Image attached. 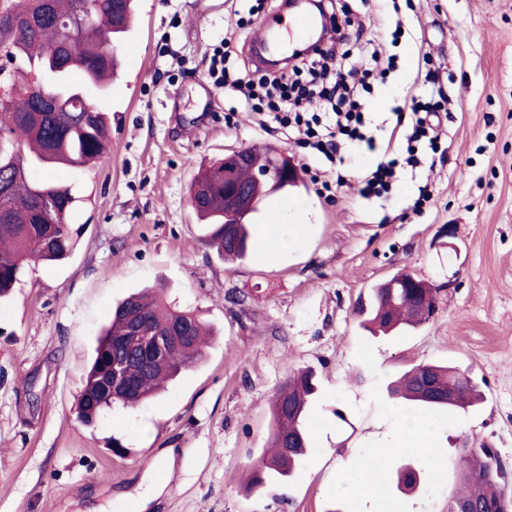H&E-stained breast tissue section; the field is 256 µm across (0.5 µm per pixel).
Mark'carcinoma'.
<instances>
[{"label": "carcinoma", "instance_id": "carcinoma-1", "mask_svg": "<svg viewBox=\"0 0 512 512\" xmlns=\"http://www.w3.org/2000/svg\"><path fill=\"white\" fill-rule=\"evenodd\" d=\"M86 0H3L0 3V43L11 49L10 63L23 60L30 69L51 74L48 103L26 93V83L8 67L0 78L17 89L0 104V126L8 135L0 140V298L12 294L25 269L34 263L67 259L76 240L68 214L75 197L69 185L36 182L29 176L34 165L81 168L108 152V115L93 106L112 88V75L120 66L110 46L129 31L133 0H95L89 22L70 29L71 19L85 11ZM94 111H88L89 107ZM224 164L204 166L190 187L189 203L198 220L207 225L205 242L223 258L238 259L251 244L249 224L257 205L269 194L288 189L295 181L254 187L252 201L230 215L224 211ZM438 288H428L409 271H399L372 289L368 307L360 308L361 326L389 331L421 325L429 318L422 309L436 307ZM147 328L163 334L185 324L190 339L174 343L157 354L126 358L124 375L130 391L109 400L102 383L110 360L123 350L131 335L134 316ZM206 329L192 310L171 309L163 289L135 292L115 307L112 320L98 339L94 358L77 400V416L90 422L112 406L130 407L156 395L165 383L204 357ZM317 393L310 369L291 372L275 392L272 403L271 448L255 466L250 488L286 485L297 464L311 451L308 409ZM392 398L411 402L421 417L444 409L465 408L479 400L473 381L448 365L418 364L389 389ZM456 483L448 494L454 505L480 504L485 512H500L505 478L495 449L461 448L456 461Z\"/></svg>", "mask_w": 512, "mask_h": 512}]
</instances>
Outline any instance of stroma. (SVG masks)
<instances>
[{"instance_id":"stroma-1","label":"stroma","mask_w":512,"mask_h":512,"mask_svg":"<svg viewBox=\"0 0 512 512\" xmlns=\"http://www.w3.org/2000/svg\"><path fill=\"white\" fill-rule=\"evenodd\" d=\"M279 6L263 0L239 29V0H138L122 67L99 101L109 152L89 168L31 170L70 184L77 237L68 259L31 265L0 301V512H123L154 484L162 491L146 512H330L337 471L360 465L396 424L388 383L428 363L467 372L483 401L435 414L445 464L422 466L414 493L396 488V455L383 502L355 499L353 512H448V462L484 444L512 497V0H371L352 15L384 38L398 24L406 31L390 47L396 69L366 100L377 141L418 92L420 53L431 52L457 103L441 122L433 180L407 169L389 194L363 198L356 184L382 155L356 150L340 168L348 188L330 201L312 180L322 164L311 149L280 128L260 130L208 73L226 30L240 64ZM253 146L293 158L302 182L261 205L250 253L227 263L204 245L187 187L201 164ZM423 184L432 199L417 213ZM278 214L292 246L270 255L262 230ZM403 269L439 287L438 310L417 328L372 335L355 306ZM148 287L195 310L215 336L163 394L83 424L75 405L96 340L116 303ZM307 367L320 383L314 452L288 484L248 489L270 399Z\"/></svg>"}]
</instances>
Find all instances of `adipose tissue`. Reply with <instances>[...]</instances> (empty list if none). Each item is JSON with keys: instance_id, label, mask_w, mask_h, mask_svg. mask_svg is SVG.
I'll list each match as a JSON object with an SVG mask.
<instances>
[{"instance_id": "ef3b65f1", "label": "adipose tissue", "mask_w": 512, "mask_h": 512, "mask_svg": "<svg viewBox=\"0 0 512 512\" xmlns=\"http://www.w3.org/2000/svg\"><path fill=\"white\" fill-rule=\"evenodd\" d=\"M436 435L437 426L433 420L417 416L404 417L399 423L396 438L375 450L372 463L340 473L333 486L334 491L350 496L364 494L381 497L383 493L381 460L413 448L420 452L427 462H434Z\"/></svg>"}]
</instances>
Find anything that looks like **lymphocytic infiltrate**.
I'll return each instance as SVG.
<instances>
[{"mask_svg":"<svg viewBox=\"0 0 512 512\" xmlns=\"http://www.w3.org/2000/svg\"><path fill=\"white\" fill-rule=\"evenodd\" d=\"M338 43V48L303 60L292 71L257 79L247 72L229 74L223 67L227 53L220 50L214 55L215 63L222 66L216 82L236 92L241 111H264L273 122L303 131L305 145L327 163L340 165L349 149L377 150L375 137L364 132L363 94L370 89V78L392 69L393 59L372 39L352 48L342 32ZM447 101L444 95L428 101L415 97L409 110L395 109L394 129L404 138L401 162L416 169L436 154L440 136L434 120ZM401 162L394 158L379 162L359 180V195L378 197L389 192Z\"/></svg>","mask_w":512,"mask_h":512,"instance_id":"obj_1","label":"lymphocytic infiltrate"}]
</instances>
